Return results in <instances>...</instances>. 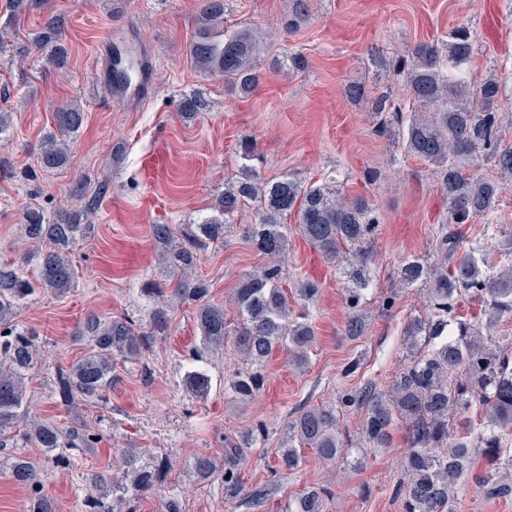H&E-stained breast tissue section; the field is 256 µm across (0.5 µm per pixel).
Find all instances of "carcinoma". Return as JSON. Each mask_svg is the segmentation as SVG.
<instances>
[{
	"label": "carcinoma",
	"instance_id": "cac0c4a2",
	"mask_svg": "<svg viewBox=\"0 0 512 512\" xmlns=\"http://www.w3.org/2000/svg\"><path fill=\"white\" fill-rule=\"evenodd\" d=\"M198 35L189 45L190 61L200 70L216 73L243 94L259 82L256 59L261 42L250 29L226 36L219 32L224 0H200ZM32 6V0H9L10 17L0 23V49L11 36L12 23ZM476 40L469 21L463 20L436 43L418 46L409 58L399 59L411 96L420 110L396 121L392 132L405 154L436 168L438 184L448 196V223L440 227L433 259L407 258L398 267L403 287H425L430 314L413 319L406 330L408 358L385 389L370 382L343 394L336 404L312 406L287 425L283 445L275 449L282 467L296 468L300 449L310 448L327 463L337 460L358 465L369 449L388 448L391 430L401 421L408 436L404 476L395 489L401 512H454L457 486L475 464L476 449H484L488 465L483 483L492 497L512 495V348L494 340L492 331L503 318L512 319V263L498 268L479 254L463 225L473 219L491 227L504 183L482 173L490 161L504 178L512 177V146L501 141L503 123L501 84L490 76L471 85L459 68L467 65ZM35 52L48 66L62 69L68 60L60 19L50 16L19 54ZM204 107L196 94L182 98L186 118ZM55 128L43 135L40 165L47 170L70 164L69 138L83 126L84 112L77 104L58 109ZM107 182L92 191L75 190L80 208L51 214L25 205L21 209L22 233L31 248L18 261L0 262V449L39 448L53 459L62 450H85L97 436L83 426L64 429L55 422L28 419L27 379L39 361V334L15 324L23 302L38 294L62 296L75 287L78 269L73 254L86 223L97 213ZM259 200L255 222L243 225L242 235L263 256L265 266L240 276L232 302L238 320L230 325L224 305L209 300V283L195 274L198 254L224 242V231L250 201ZM213 214L180 233L168 224L152 225V236L163 249L168 265L177 270L174 286L156 284V297L171 294L177 304L194 306L199 344L192 353L198 365L181 381L183 390L199 399L208 397L211 378L199 366L204 357L231 343L241 367L224 379V395L244 404L265 385L266 363L276 349L286 352L288 364L307 365L316 344L309 305L321 285L305 279L297 289V311L281 288L289 251L288 218L295 219L300 235L329 264H334L344 284L347 316L344 335L364 336L368 316L364 304L373 276L371 246L379 216L363 199L350 200L324 185H306L284 175L258 182L247 176L224 189L212 207ZM478 301L480 317L471 322L454 315L460 300ZM170 314L164 307L153 311L145 331L125 317L85 319L79 336L89 351L81 358L55 367V391L61 403L102 401L112 389L116 365L131 362L152 348L154 336L166 331ZM356 407L364 412L361 447L344 436L340 412ZM266 441V427L251 429L240 443L228 444L224 463L208 455L194 459L201 479L221 473L224 496L233 500L242 490L238 463L246 450ZM124 468L117 481L92 475L97 496L86 500L85 512H123V504L159 485L156 468L144 461L136 446L119 449ZM8 472L18 484L31 489L25 512H55L54 502L41 494L37 471L22 455L8 457ZM330 493L311 490L289 500L281 512H327Z\"/></svg>",
	"mask_w": 512,
	"mask_h": 512
}]
</instances>
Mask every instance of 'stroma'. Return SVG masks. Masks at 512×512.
I'll use <instances>...</instances> for the list:
<instances>
[{
    "instance_id": "stroma-1",
    "label": "stroma",
    "mask_w": 512,
    "mask_h": 512,
    "mask_svg": "<svg viewBox=\"0 0 512 512\" xmlns=\"http://www.w3.org/2000/svg\"><path fill=\"white\" fill-rule=\"evenodd\" d=\"M295 5L296 0H226L225 33L247 27L264 44L257 61L260 84L248 95L191 64L188 48L198 33L199 0H35L21 20L19 45L48 16L64 14L69 61L61 73L48 71L39 60L21 69L0 68V111L11 115L10 137L0 142V158L10 170L0 176V259L26 247L20 232L23 203L50 213L79 177L109 182L75 251V288L61 297L37 296L17 317L21 327L40 334V370L27 386L37 416L64 428L79 421L100 436L96 447L67 452L57 463L40 449H25L57 512H82L88 475L107 470L115 450L129 443L144 448L151 462L167 463L162 486L178 497L182 512H276L317 488L330 492V512H400L392 493L407 450L403 427H394L389 448L369 453L355 467L326 464L305 448L299 468L287 470L274 447L302 409L337 403L343 393L369 382L387 386L407 355L408 322L428 314L425 291L400 290L396 272L408 257H436L448 199L434 167L407 157L397 139L380 133L391 115L373 112V97L384 94L408 107L411 96L397 72L398 58L440 40L466 19L476 39L466 68L470 80L496 74L503 87L500 103L512 108V0H306V16L292 28ZM111 27L124 28L131 41L155 55V88L142 102L109 103L95 49ZM295 52L304 58V69L290 65ZM373 53L383 57V65L370 63ZM352 83L363 84L368 97L352 101L345 92ZM192 92L206 107L188 119L180 100ZM70 103L85 113L82 129L70 141V164L41 170L39 141L53 129L54 112ZM247 139L257 142L248 160L240 154ZM247 173L264 181L289 175L325 186L337 175L349 198L378 210L367 334L357 340L343 336V282L294 230L282 286L294 291L302 277L321 284L310 306L317 343L305 372L289 368L285 353L275 351L263 390L237 406L224 397V377L237 365L228 347L206 365L212 378L208 398H191L180 381L199 338L194 311L183 305L171 310L170 328L156 336L151 351L119 367L105 401L61 405L54 370L83 356L85 343L75 333L87 315H126L149 326L155 303L142 288L170 280L152 225L177 229L198 223L210 215L225 185ZM254 219V208H247L230 224L223 244L201 252L195 272L209 282L212 300L225 301L242 274L264 266L241 233ZM389 295L396 301L387 310L383 300ZM352 362L356 372L345 374ZM260 422L267 426V441L247 451L239 465L244 491L226 500L220 476L200 480L192 463L201 454L222 457L227 441H238ZM486 469V459L477 457L472 474L457 488L455 512H512V496L487 497L479 483ZM259 490L265 497L261 508L252 499Z\"/></svg>"
}]
</instances>
